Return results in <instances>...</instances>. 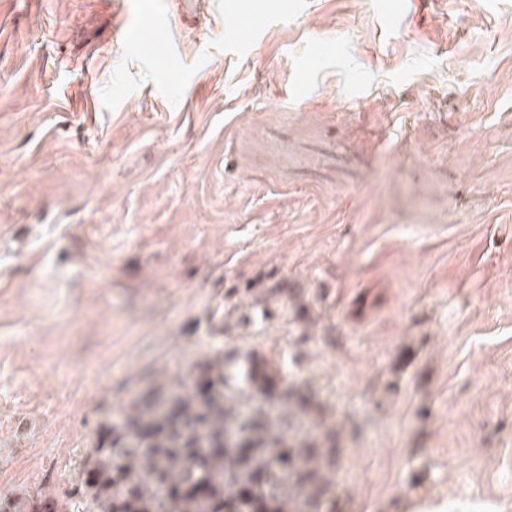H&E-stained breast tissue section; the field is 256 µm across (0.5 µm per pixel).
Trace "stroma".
Returning a JSON list of instances; mask_svg holds the SVG:
<instances>
[{
  "instance_id": "stroma-1",
  "label": "stroma",
  "mask_w": 512,
  "mask_h": 512,
  "mask_svg": "<svg viewBox=\"0 0 512 512\" xmlns=\"http://www.w3.org/2000/svg\"><path fill=\"white\" fill-rule=\"evenodd\" d=\"M214 344L326 512H512V0H0V491Z\"/></svg>"
}]
</instances>
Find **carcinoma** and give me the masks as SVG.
I'll use <instances>...</instances> for the list:
<instances>
[{
  "label": "carcinoma",
  "instance_id": "1",
  "mask_svg": "<svg viewBox=\"0 0 512 512\" xmlns=\"http://www.w3.org/2000/svg\"><path fill=\"white\" fill-rule=\"evenodd\" d=\"M179 380L140 393L84 453L76 492L0 495V512H322L336 432L295 429L310 400L253 353L233 371L216 346Z\"/></svg>",
  "mask_w": 512,
  "mask_h": 512
}]
</instances>
